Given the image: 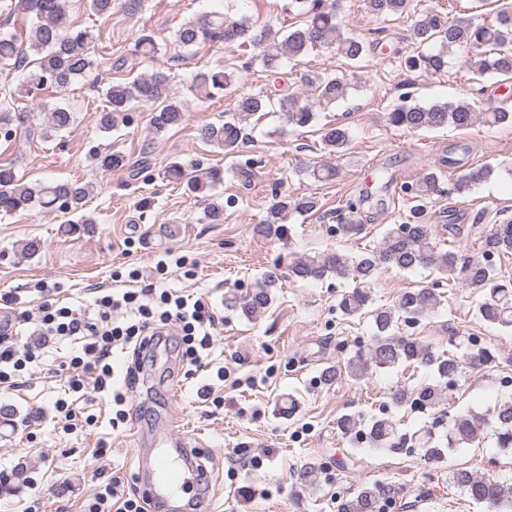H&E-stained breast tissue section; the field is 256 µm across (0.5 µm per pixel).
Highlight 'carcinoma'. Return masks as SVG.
<instances>
[{
  "label": "carcinoma",
  "instance_id": "1",
  "mask_svg": "<svg viewBox=\"0 0 512 512\" xmlns=\"http://www.w3.org/2000/svg\"><path fill=\"white\" fill-rule=\"evenodd\" d=\"M365 9L377 17L403 14L411 0H363ZM69 0H0V16L23 14L32 18L29 32L21 37L0 31V73L17 74L21 92L31 98L48 89L65 90L77 79L86 76L95 66L92 56V35L72 23L68 16ZM302 15L303 24L293 28L283 40L277 41L270 30L255 28L220 12L200 14L183 23L175 33V40L188 50L200 45L249 44L257 50L265 71L275 73L283 60H297L312 52L334 49L348 61L362 59L368 46L360 38L343 32L338 20V5L334 0H295ZM495 23H480L471 19L448 21L442 14L427 10L413 25L415 49L407 52L402 64L410 72L437 74L448 67V52L452 48L469 55L468 63L477 83L489 78L503 82L512 80V0H496ZM89 10L99 17L108 18L118 11L129 18L142 13L145 0H86ZM37 59L30 60V55ZM231 83L229 62L197 73L192 87L208 98L226 89ZM313 91L314 101L307 102L297 95H290L279 102L286 121L296 127L311 125L317 116L315 106H330L347 95L348 83L338 77L314 76L307 79ZM102 95L105 104L99 111L98 129L109 133L118 124L128 120L134 103L149 102L153 109L148 118V129L154 135L167 132L185 120L184 106L174 96L167 78L157 72L139 76L130 82L113 83ZM269 102L260 94L239 96L233 116L221 123L207 124L200 129L201 138L208 144L233 153L244 139V130L252 116L267 110ZM28 119V114L11 106L0 107V139L12 140L18 128ZM390 125L404 131L440 129L453 126L467 129L481 121L487 125L512 124V111L505 108L491 112L475 111L467 100L437 102L421 105L411 97L387 113ZM73 112L66 106L57 105L48 114L43 137L70 127ZM350 139L349 131L342 125H326L322 128L321 141L324 149L336 153ZM99 168L112 171L135 167L126 155L106 149L93 154ZM490 164L470 167L463 171L453 184V190L463 194L472 187L487 181L493 174ZM168 177L185 183L189 192L208 196L214 184L221 179V171L209 169L190 177L182 165L175 163L168 169ZM438 191L436 173L424 174L412 188L413 198L421 200ZM89 196V185L77 181L48 180L29 184L19 175L11 163L0 164V215L11 216L38 208L43 212H58L64 216L79 213ZM320 209L315 195L282 197L275 201L262 221L260 232L266 235H282L288 215L309 214ZM347 212L339 214L338 231L344 235L361 231V224L354 218L357 205H346ZM485 255L512 254V223L497 224L482 242ZM429 268L452 280L460 279L480 294L478 315L490 325L512 327V279L497 275L490 263L480 258L463 257L455 251H444L433 241L429 225L421 206L409 210L405 221L386 231L381 244L355 256L338 252L322 255H295L288 263L289 276L301 281H322L328 277L351 283V291L342 295L339 309L347 316L367 315L371 318L374 337L367 351L356 354L347 362L345 370H326L322 378L331 382L347 373L361 379L372 368L390 369L400 364H417L430 369L438 378V384L426 385L419 390L400 387L390 396V403L398 408L428 405L437 408L446 401L444 389L455 383L464 368H478L488 364L492 356L482 350L470 355L434 352L432 347L412 336L396 333L399 324L414 325L418 319L440 304V296L430 288L406 290L394 304L373 306L372 288L380 272L396 269L412 272ZM276 277L268 275L258 287L247 295L239 306L247 318H255L267 308L269 288ZM343 434H360L367 442L387 448L393 453L402 451V439L397 436L394 421L375 417L363 425L353 415H343L336 422ZM483 420L471 412H457L448 423L446 442L426 433L420 439L423 456L430 462L440 463L464 444L479 438ZM493 437L497 447L512 449V399L499 403L495 409ZM452 483L471 500L485 503L495 512H512V485L472 471L456 468L452 471ZM383 500L377 486H359L348 499L339 505V512H381Z\"/></svg>",
  "mask_w": 512,
  "mask_h": 512
}]
</instances>
